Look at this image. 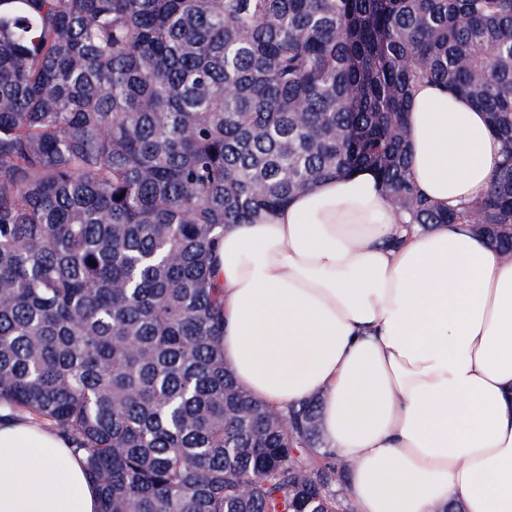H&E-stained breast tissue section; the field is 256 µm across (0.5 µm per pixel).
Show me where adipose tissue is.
Masks as SVG:
<instances>
[{"label": "adipose tissue", "instance_id": "1", "mask_svg": "<svg viewBox=\"0 0 512 512\" xmlns=\"http://www.w3.org/2000/svg\"><path fill=\"white\" fill-rule=\"evenodd\" d=\"M409 176L436 204L487 192L502 141L417 83ZM224 364L267 408L316 398L353 512H512V262L469 224L408 223L370 170L224 229ZM70 444L0 418V512H99Z\"/></svg>", "mask_w": 512, "mask_h": 512}]
</instances>
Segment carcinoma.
I'll return each mask as SVG.
<instances>
[{"label": "carcinoma", "mask_w": 512, "mask_h": 512, "mask_svg": "<svg viewBox=\"0 0 512 512\" xmlns=\"http://www.w3.org/2000/svg\"><path fill=\"white\" fill-rule=\"evenodd\" d=\"M422 81L505 144L474 203L407 176ZM362 168L512 252V0H0V409L72 444L99 512H351L317 403L224 365L212 267L226 225Z\"/></svg>", "instance_id": "carcinoma-1"}]
</instances>
